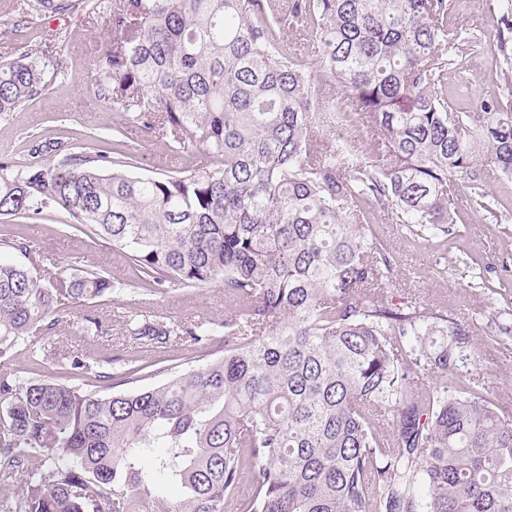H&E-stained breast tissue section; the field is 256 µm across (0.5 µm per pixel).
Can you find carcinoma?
I'll use <instances>...</instances> for the list:
<instances>
[{
  "label": "carcinoma",
  "instance_id": "cac0c4a2",
  "mask_svg": "<svg viewBox=\"0 0 512 512\" xmlns=\"http://www.w3.org/2000/svg\"><path fill=\"white\" fill-rule=\"evenodd\" d=\"M103 2L17 0L8 21ZM501 2L509 91L458 112L445 81L472 42L448 38V0H118L98 94L205 162L145 177L130 156L42 140L25 165L0 159V216L59 207L133 273L114 282L86 266L50 282L36 259H9L25 243L0 238V363L28 359L0 372L8 512H512V415L477 390L412 391L419 371L447 379L471 334L388 300L391 252L363 207L386 201L392 223L432 238L457 223L458 184L491 211L488 182L512 179V0ZM288 17L316 31L314 54L292 52ZM56 38L42 65L0 62V113L64 73ZM329 81L345 96L327 97ZM326 103L370 129L364 148L316 133ZM214 284L234 302L222 320L125 316L143 353L188 343L185 367L154 386H138L158 373L139 357L110 374L91 349L59 360L54 342L32 340L69 299ZM493 323L512 335L511 310ZM171 483L179 496L164 494Z\"/></svg>",
  "mask_w": 512,
  "mask_h": 512
}]
</instances>
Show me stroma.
Masks as SVG:
<instances>
[{"mask_svg": "<svg viewBox=\"0 0 512 512\" xmlns=\"http://www.w3.org/2000/svg\"><path fill=\"white\" fill-rule=\"evenodd\" d=\"M498 0H452L448 14L451 33L476 41L473 57L463 67L448 70V99L462 112H475L481 100L501 94L496 68ZM46 34L44 20L36 19L8 39L0 38V61L23 55L40 59ZM61 51L67 70L54 87L16 111L0 114V156L24 159L31 140L82 146L90 138L103 147H119L131 155L137 173L158 176L199 165L200 152H170L164 140L139 128L127 129L113 143L112 129L124 117L111 100L97 94L95 60L109 40V19L77 12L61 28ZM491 210L473 205L467 189L456 187L460 220L451 225L446 240H424L390 221L391 208L368 202L366 209L376 235L393 255L390 300L403 306L448 311L473 333L477 358L460 359L447 384L427 375L414 386L457 395L478 390L488 398L512 402V340L498 341L490 324L498 311L512 308V179L490 183ZM68 216L56 210L44 219L0 217V237L26 242L39 263L40 274L66 276L82 265H100L113 280L131 275L125 256L110 245L66 230ZM189 322L202 317L221 318L233 309L221 286L170 291L150 297L126 292L73 305L50 333L60 350L77 351L96 344L101 353L115 357L129 348L118 324L133 309ZM101 323L104 333L89 340L79 332L86 319Z\"/></svg>", "mask_w": 512, "mask_h": 512, "instance_id": "1", "label": "stroma"}]
</instances>
